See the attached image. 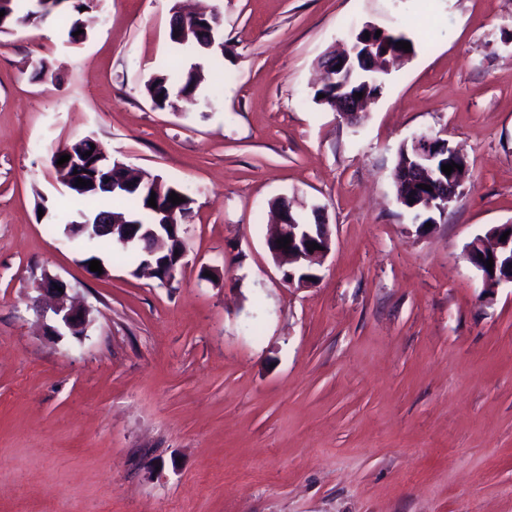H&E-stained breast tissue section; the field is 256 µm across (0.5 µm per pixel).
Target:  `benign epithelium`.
Returning <instances> with one entry per match:
<instances>
[{"label":"benign epithelium","mask_w":512,"mask_h":512,"mask_svg":"<svg viewBox=\"0 0 512 512\" xmlns=\"http://www.w3.org/2000/svg\"><path fill=\"white\" fill-rule=\"evenodd\" d=\"M377 27L366 25L351 36L349 47L340 51L336 64L340 68L335 73H323L322 82L338 84L337 95L333 110L345 116L350 121H356L365 115V105L372 101V97L364 95L360 100L346 92L350 83L351 74L358 62L365 63L371 72L366 85L382 83L395 61L406 58L409 53L396 48V43L406 40L402 34H391L381 31L376 34ZM369 38H364V33ZM402 148L414 157L413 168L406 171L403 181L410 184L415 191L414 202L405 207L413 215L414 222L423 226L430 222L436 223V216L443 215L448 207L458 201L465 192L464 176L468 170L466 157L456 149L449 146L448 140L438 134L422 133L402 144ZM63 150L70 155L65 167L55 166L57 181L71 190L75 186L76 178L84 171L93 170L90 175L92 181H97L100 169L117 166L123 168L122 163H113L103 151H98L94 158L79 159L71 147L65 146ZM455 163L458 168L447 175L442 172L441 166ZM77 173H72V170ZM425 184L432 187L427 191L419 188ZM276 232L267 240V246L273 258L280 262L283 260L294 264V267L285 272L289 283L300 285L308 284L316 278L304 263L311 262L317 257L326 255L331 246L326 223L319 219L315 223L303 220L300 214H292L291 206L286 204L276 210ZM82 230L91 228L108 232L112 239L123 246H132L143 249L146 254L144 270L156 278L165 277L164 263L156 260V255L178 240L175 236L178 225L163 224H136V223H106L93 222L85 219L77 223ZM509 232L506 240H501L504 232ZM290 238L289 248L284 249L277 245L276 240ZM317 243L321 249L308 251V246ZM465 257L469 265L481 273L483 292L492 294L494 290L504 283L512 284V224H497L490 227L485 235L475 237L465 246ZM493 259L492 269H487L484 262ZM61 287L62 291L55 290ZM40 291L54 300L52 307L53 324L47 326V335L59 336L61 330H67L73 336L86 335L89 320L88 310L71 300L67 285L59 278L50 274L44 275L40 283Z\"/></svg>","instance_id":"1"}]
</instances>
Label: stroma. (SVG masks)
Here are the masks:
<instances>
[{
	"label": "stroma",
	"mask_w": 512,
	"mask_h": 512,
	"mask_svg": "<svg viewBox=\"0 0 512 512\" xmlns=\"http://www.w3.org/2000/svg\"><path fill=\"white\" fill-rule=\"evenodd\" d=\"M177 3L220 14L223 67L170 41ZM82 19L79 44L56 20L0 37V512H512V286L484 295L464 256L512 222V0H98ZM367 23L414 51L352 123L314 101L317 61ZM175 60L206 94L155 108L145 84ZM424 131L469 176L422 229L394 170ZM84 136L191 198L171 283L109 241L92 275L54 228L51 158ZM279 197L324 210L313 283L268 251ZM47 273L85 338L44 335Z\"/></svg>",
	"instance_id": "obj_1"
}]
</instances>
